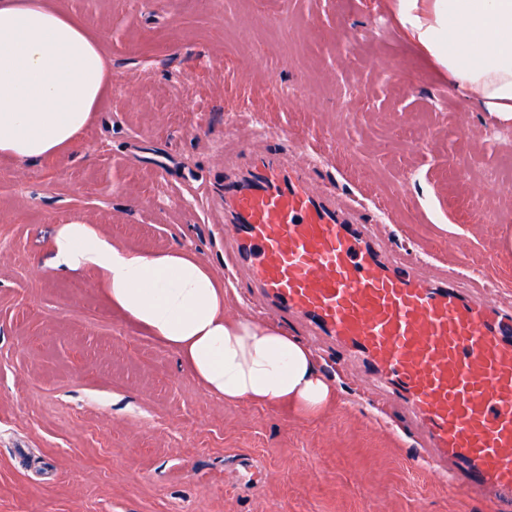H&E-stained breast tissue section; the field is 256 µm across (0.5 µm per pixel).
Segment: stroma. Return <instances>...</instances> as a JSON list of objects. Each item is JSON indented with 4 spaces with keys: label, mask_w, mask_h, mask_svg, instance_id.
<instances>
[{
    "label": "stroma",
    "mask_w": 512,
    "mask_h": 512,
    "mask_svg": "<svg viewBox=\"0 0 512 512\" xmlns=\"http://www.w3.org/2000/svg\"><path fill=\"white\" fill-rule=\"evenodd\" d=\"M96 34L114 87L66 161H0V512H512L450 487L418 430L357 366L314 345L334 405L297 417L208 393L181 355L64 273L58 225L194 255L233 317L260 320L224 256L226 143L288 134L339 199L396 197L383 241L484 278L512 307V122L471 106L396 0H60ZM419 138L403 150L396 134ZM464 158L471 181L450 183ZM489 191L485 223L448 199Z\"/></svg>",
    "instance_id": "obj_1"
}]
</instances>
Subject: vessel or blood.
<instances>
[{
    "label": "vessel or blood",
    "mask_w": 512,
    "mask_h": 512,
    "mask_svg": "<svg viewBox=\"0 0 512 512\" xmlns=\"http://www.w3.org/2000/svg\"><path fill=\"white\" fill-rule=\"evenodd\" d=\"M219 196L240 294L359 361L449 484L512 500V310L386 248L376 216L313 183L284 137L225 160Z\"/></svg>",
    "instance_id": "b4317fda"
}]
</instances>
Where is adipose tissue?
<instances>
[{"instance_id": "ef3b65f1", "label": "adipose tissue", "mask_w": 512, "mask_h": 512, "mask_svg": "<svg viewBox=\"0 0 512 512\" xmlns=\"http://www.w3.org/2000/svg\"><path fill=\"white\" fill-rule=\"evenodd\" d=\"M397 0L398 17L448 81L479 108L512 120V0ZM112 84L98 38L58 0H0V159H64ZM63 272L97 273L113 308L177 350L211 395L314 416L336 388L310 349L283 329L233 318L224 285L184 251L148 254L99 225H59Z\"/></svg>"}]
</instances>
